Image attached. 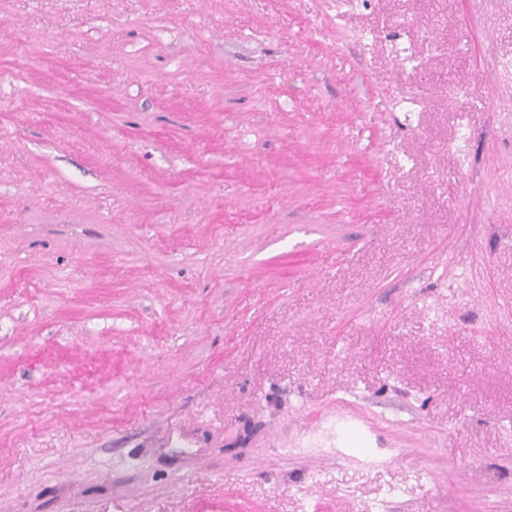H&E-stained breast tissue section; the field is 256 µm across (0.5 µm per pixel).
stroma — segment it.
I'll use <instances>...</instances> for the list:
<instances>
[{
	"mask_svg": "<svg viewBox=\"0 0 512 512\" xmlns=\"http://www.w3.org/2000/svg\"><path fill=\"white\" fill-rule=\"evenodd\" d=\"M0 512H512V0H0Z\"/></svg>",
	"mask_w": 512,
	"mask_h": 512,
	"instance_id": "35a3bbf8",
	"label": "stroma"
}]
</instances>
